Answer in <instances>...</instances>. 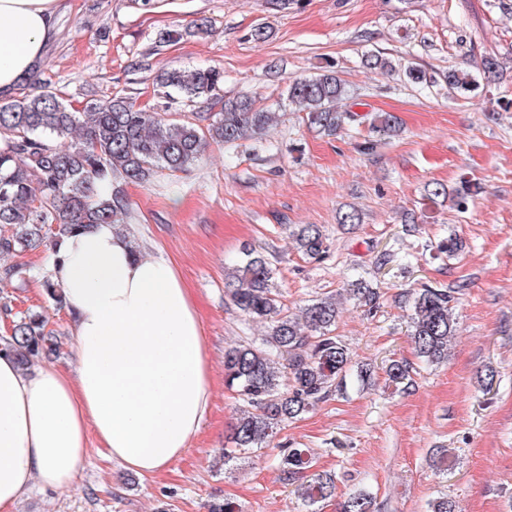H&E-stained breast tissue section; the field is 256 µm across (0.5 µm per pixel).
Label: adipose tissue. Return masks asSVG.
<instances>
[{
  "label": "adipose tissue",
  "instance_id": "1",
  "mask_svg": "<svg viewBox=\"0 0 512 512\" xmlns=\"http://www.w3.org/2000/svg\"><path fill=\"white\" fill-rule=\"evenodd\" d=\"M61 0H0V90H16L56 33ZM52 278L71 320L70 368L0 354V512L32 487L64 490L97 436L144 479L183 458L211 410L202 321L176 264L144 257L115 225L57 247Z\"/></svg>",
  "mask_w": 512,
  "mask_h": 512
}]
</instances>
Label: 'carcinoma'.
I'll list each match as a JSON object with an SVG mask.
<instances>
[{
  "instance_id": "carcinoma-1",
  "label": "carcinoma",
  "mask_w": 512,
  "mask_h": 512,
  "mask_svg": "<svg viewBox=\"0 0 512 512\" xmlns=\"http://www.w3.org/2000/svg\"><path fill=\"white\" fill-rule=\"evenodd\" d=\"M363 65L390 72L393 60L368 54ZM409 81L430 86L439 81L462 93L478 87L466 69H450L435 77L409 64ZM223 75L213 67L162 68L155 76L158 94L168 100L178 95L190 102L222 104L219 112H197L184 119L165 105L146 112L126 97L94 100L80 111L66 103L36 70L24 80L23 92L0 94V257L42 245L53 234L49 248L66 236L94 224H123L128 214L125 186L147 182L159 168L183 171L210 143L232 144L264 132L275 113L250 97L223 100ZM348 91L331 67L289 81L288 104L303 112L304 122L317 132L333 136L356 121L357 113L339 107ZM373 128L385 135L398 133L397 117L380 113ZM481 192L475 179L463 178L448 187L432 182L426 196L435 203L452 197L459 210ZM298 249L319 260L327 246L322 230L302 224L292 233ZM232 304L249 320L264 325L260 342L236 344L224 351V380L244 401L231 445L224 446V463L271 439L286 422L297 418L332 389L341 390L351 376L368 377V369H353L348 348L333 334L337 310L330 299L305 306L294 317L284 310L271 287L268 262L249 250L225 274ZM357 300L374 308L378 292L361 282L351 284ZM411 339L416 354L429 364L448 359V338L456 330L455 297L450 291L426 286L414 293ZM47 320L32 314L12 321L0 338V352L18 364L30 366L53 350ZM390 382L402 385L410 365L393 360L386 368ZM281 465L285 478L300 482L298 492L312 507L335 493L327 474L307 475L312 458L302 448H290ZM371 498L349 496L341 512H370Z\"/></svg>"
}]
</instances>
